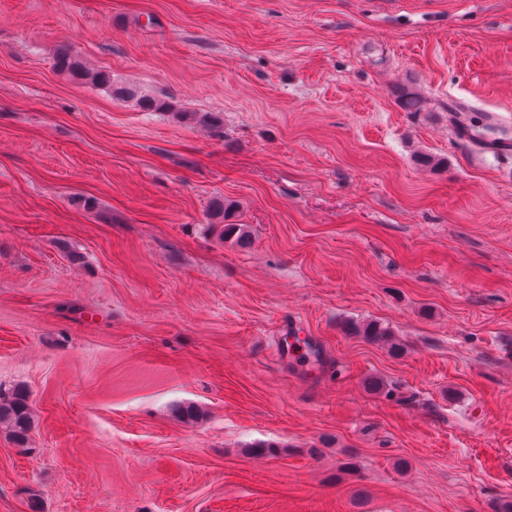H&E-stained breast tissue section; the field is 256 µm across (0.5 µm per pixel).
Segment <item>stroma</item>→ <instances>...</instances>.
Segmentation results:
<instances>
[{
  "label": "stroma",
  "instance_id": "1",
  "mask_svg": "<svg viewBox=\"0 0 512 512\" xmlns=\"http://www.w3.org/2000/svg\"><path fill=\"white\" fill-rule=\"evenodd\" d=\"M452 102L512 141V0H0V512H500L512 151ZM57 65L62 71L87 76V80L96 85H111V75L105 70H97L95 72L86 71L80 60H78L69 49H62L58 54ZM115 93L127 96L136 101V104L145 110L149 111H174L178 112V110L173 109V105L171 102L163 101L157 99L156 97L150 95L149 93L143 92L135 87H119L115 89ZM448 112L450 120L454 123V128L465 129L470 142L478 145L483 142L484 134L490 127L487 124L481 125V118L465 116L463 113L466 112L465 109L456 103H449ZM224 225L220 226L219 235L224 241H231L239 246H246L251 241V229L247 224L225 223L234 210V204L224 200L223 204ZM351 330L358 336H364L372 343L388 345L391 353L395 355L401 353L403 350V344L395 338V335L390 328L381 323L370 321L353 324L351 326ZM0 423H6L18 447L26 446L31 430V409L26 393L14 390L2 397L0 393Z\"/></svg>",
  "mask_w": 512,
  "mask_h": 512
}]
</instances>
